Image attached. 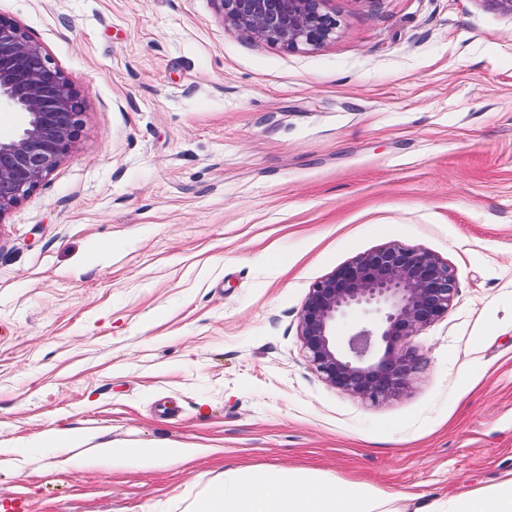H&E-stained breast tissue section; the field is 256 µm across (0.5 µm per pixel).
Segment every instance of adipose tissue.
Wrapping results in <instances>:
<instances>
[{"instance_id":"1","label":"adipose tissue","mask_w":512,"mask_h":512,"mask_svg":"<svg viewBox=\"0 0 512 512\" xmlns=\"http://www.w3.org/2000/svg\"><path fill=\"white\" fill-rule=\"evenodd\" d=\"M201 512H512V472L458 495L427 501L363 482L339 486L307 471L275 467L226 472L208 485Z\"/></svg>"}]
</instances>
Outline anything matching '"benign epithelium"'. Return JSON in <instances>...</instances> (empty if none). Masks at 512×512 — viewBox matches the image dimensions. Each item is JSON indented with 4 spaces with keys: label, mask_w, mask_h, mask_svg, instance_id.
<instances>
[{
    "label": "benign epithelium",
    "mask_w": 512,
    "mask_h": 512,
    "mask_svg": "<svg viewBox=\"0 0 512 512\" xmlns=\"http://www.w3.org/2000/svg\"><path fill=\"white\" fill-rule=\"evenodd\" d=\"M224 24L289 51L336 37L326 0H215ZM27 116L17 137L0 140V222L73 152L83 127L79 91L16 21L0 15V104ZM455 269L420 247L388 243L316 281L299 317L309 364L329 386L380 402L401 397L419 370L412 338L453 308ZM362 310L344 334L337 323Z\"/></svg>",
    "instance_id": "7a95c632"
}]
</instances>
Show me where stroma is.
Returning <instances> with one entry per match:
<instances>
[{"label":"stroma","mask_w":512,"mask_h":512,"mask_svg":"<svg viewBox=\"0 0 512 512\" xmlns=\"http://www.w3.org/2000/svg\"><path fill=\"white\" fill-rule=\"evenodd\" d=\"M288 51L215 0H0L80 92L78 148L0 222V496L193 512L225 471L451 496L512 472V17L493 0H328ZM387 243L455 268L400 398L328 386L313 283ZM80 427L191 466L58 469ZM93 439L94 437L86 432L61 427L50 430L37 445L41 448H81Z\"/></svg>","instance_id":"obj_1"}]
</instances>
